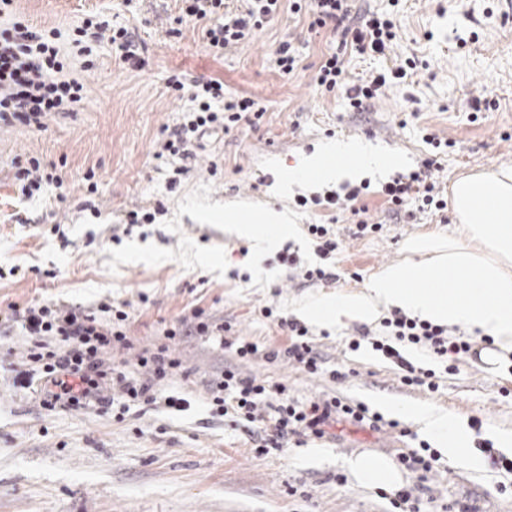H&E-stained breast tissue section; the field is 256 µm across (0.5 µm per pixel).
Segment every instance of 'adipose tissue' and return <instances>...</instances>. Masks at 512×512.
I'll return each instance as SVG.
<instances>
[{
    "label": "adipose tissue",
    "mask_w": 512,
    "mask_h": 512,
    "mask_svg": "<svg viewBox=\"0 0 512 512\" xmlns=\"http://www.w3.org/2000/svg\"><path fill=\"white\" fill-rule=\"evenodd\" d=\"M391 163V158L368 143L328 144L300 158L288 182L293 185L306 178L332 182L353 167L381 171ZM451 203L457 226L447 242H411L408 249L413 260L383 267L358 291L305 305L304 315L329 325L345 318L371 322L382 309L396 306L489 339L491 346L484 350L483 359L499 364L512 352V170L460 179L452 189ZM224 219L235 224L239 234L253 239L259 256L292 231L283 212L258 214L246 221L228 212ZM394 412L435 437L449 461L477 467L452 414L425 404L398 406ZM348 466L356 483L365 488L393 489L403 481L397 465L378 454H361Z\"/></svg>",
    "instance_id": "obj_1"
}]
</instances>
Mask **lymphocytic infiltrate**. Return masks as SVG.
Returning a JSON list of instances; mask_svg holds the SVG:
<instances>
[{
    "label": "lymphocytic infiltrate",
    "instance_id": "1",
    "mask_svg": "<svg viewBox=\"0 0 512 512\" xmlns=\"http://www.w3.org/2000/svg\"><path fill=\"white\" fill-rule=\"evenodd\" d=\"M13 2L0 0V126L43 129L52 115L78 109L85 97V86L78 79L67 77L65 70L73 55L81 58L83 69L93 68V45L84 44L85 36H92L93 44H110L123 63H142L125 28H114L102 21L96 23L94 30L82 27L76 29L74 37L66 39L55 28L44 33L33 30L14 11ZM246 2L244 10L232 11L224 0H183L186 17L202 24L206 48L217 57L249 41L285 7L305 15L309 30L331 29L340 48L325 55L315 77L317 85L328 92L343 86L345 53L384 57L391 54L398 38L396 21L389 13L375 12L361 26H347L348 0ZM417 70L416 57L397 60L387 72L373 74L348 88V107L362 109L364 102L382 95L390 80L407 79ZM168 87L175 95H189L193 104L187 122L174 128L159 143L161 151L173 155L187 154L191 138L215 128H228L250 113L258 118L264 114L253 98L225 99L224 84L216 79L197 80L188 88L174 76ZM438 168L436 160L425 159L421 170L397 176L383 186L382 193L389 204L398 208L413 203L421 210H445L447 203L434 176ZM13 169L14 185L19 195L28 199L40 192L43 185L63 183L56 169L33 156H16ZM362 193L359 187L343 194L330 190L314 196L311 203L352 211L357 218L352 236L357 239L382 229L381 224L372 222L367 207L358 206ZM261 314L286 332V348L263 349L247 338L227 337V325L211 321L198 310L192 317L176 319L165 329V344L138 350L124 330L129 319L124 304L104 303L95 313L52 301L10 303L0 309V324L19 328L28 345L19 354L10 348L0 351V370L13 373L15 383L22 387L28 385L31 372L41 371L43 401L48 407L77 410L94 402L104 410L117 407L123 414L136 405L154 404L163 382L179 373L182 361L171 349L173 342L184 336H216L235 361L210 382L211 412L222 417L230 428L248 423L262 429L264 436L254 446L256 453L283 448L292 436L324 437L338 422L373 431L382 429L383 416L370 412L364 404L337 396L299 400L288 396L285 383L243 374L239 362L257 358L274 361L283 357L310 375L322 370V358L311 344L305 326L270 307L262 308ZM382 325L392 337L374 340L372 347L398 367L400 380L407 386L430 392L439 388L435 372L408 361L400 351L401 345L419 348L429 357L445 362L451 374L476 352L472 338L460 329L448 330L412 319L398 310L384 318ZM116 350L134 351V371L125 372L114 365L112 353Z\"/></svg>",
    "mask_w": 512,
    "mask_h": 512
}]
</instances>
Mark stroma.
<instances>
[{"mask_svg": "<svg viewBox=\"0 0 512 512\" xmlns=\"http://www.w3.org/2000/svg\"><path fill=\"white\" fill-rule=\"evenodd\" d=\"M181 0H17L15 8L39 31L63 34L86 21H108L134 31L146 64L119 63L110 45L96 48L91 70L80 72L86 98L75 112L56 116L47 130L0 129V305L53 301L96 310L123 302L126 334L136 348L164 344L166 324L202 309L213 320L259 345L281 349L285 333L262 316L273 306L300 319L305 302L363 288L382 267L410 259L415 239L447 241L453 211L408 218L390 209L381 187L396 173L417 169L432 148L425 131L447 140L439 180L450 189L477 172L512 169V8L506 0H352L351 13L395 10V55H416L417 74L390 86L360 112L348 111L345 89L328 93L314 81L335 42L329 31L307 28L304 16L282 11L252 41L215 57L201 25L183 17ZM292 40L301 61L289 75L270 55ZM212 78L228 96L244 95L266 112L258 123L239 122L199 139L195 155L157 156L165 128L183 121L188 99L167 82ZM495 110L471 116L473 99ZM370 142L396 158L381 172L347 176L369 181L361 196L381 232L355 239L353 216L329 208L304 209L296 193H275L301 156L326 144ZM30 154L60 165L63 186L48 185L21 198L12 160ZM217 163L216 175L206 171ZM188 174H180V167ZM94 169L97 192L83 174ZM157 211L152 224H130L134 208ZM243 216L288 210L295 230L287 243L295 265L276 252L254 261L250 242L229 233L226 208ZM327 224L340 245L329 261L336 280L309 282L304 267L319 264L308 225ZM360 326L309 323V338L325 361L311 377L279 359L241 363V370L287 382L291 396L337 395L393 419L392 405L429 404L454 414L472 441H497L512 432V366L469 358L456 374L444 364L404 348V356L433 369L440 387L429 393L403 386L398 368L372 350L387 334L380 322L358 350L346 347ZM183 370L165 387L189 406L132 407L124 418L92 405L48 409L41 395L17 388L0 372V512H389L378 489L356 485L350 459L367 452L394 457L407 440L398 431L375 432L351 424L331 435L289 440L283 451L259 455L260 430L225 427L208 405V384L226 354L205 336L183 337L174 347ZM342 371V379L330 376ZM500 475L488 465L472 470L440 459L421 503L476 506L478 512H512V495L498 491Z\"/></svg>", "mask_w": 512, "mask_h": 512, "instance_id": "35a3bbf8", "label": "stroma"}]
</instances>
